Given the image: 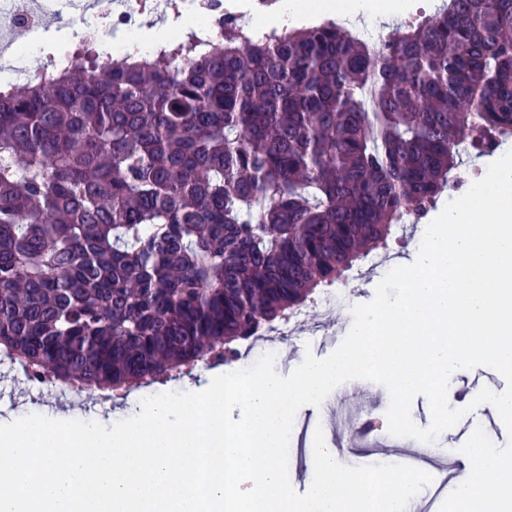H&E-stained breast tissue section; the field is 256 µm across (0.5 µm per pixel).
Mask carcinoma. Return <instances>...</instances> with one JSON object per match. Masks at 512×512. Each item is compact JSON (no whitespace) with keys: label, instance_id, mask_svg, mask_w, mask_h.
<instances>
[{"label":"carcinoma","instance_id":"cac0c4a2","mask_svg":"<svg viewBox=\"0 0 512 512\" xmlns=\"http://www.w3.org/2000/svg\"><path fill=\"white\" fill-rule=\"evenodd\" d=\"M98 45L0 86V349L80 391L164 384L310 306L512 138V0L380 50L333 22Z\"/></svg>","mask_w":512,"mask_h":512}]
</instances>
